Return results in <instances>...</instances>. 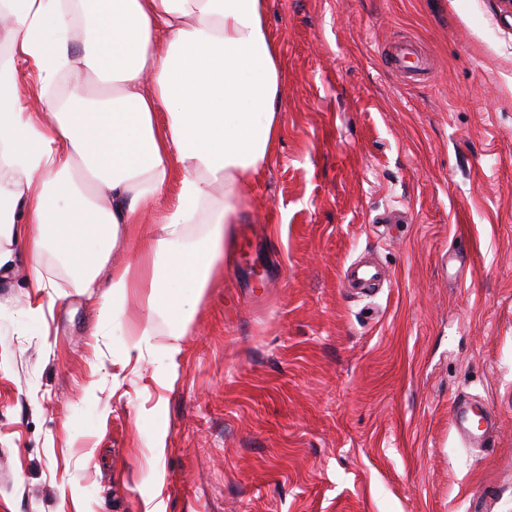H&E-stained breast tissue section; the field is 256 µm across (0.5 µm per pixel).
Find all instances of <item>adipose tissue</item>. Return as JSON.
Here are the masks:
<instances>
[{
	"instance_id": "1",
	"label": "adipose tissue",
	"mask_w": 512,
	"mask_h": 512,
	"mask_svg": "<svg viewBox=\"0 0 512 512\" xmlns=\"http://www.w3.org/2000/svg\"><path fill=\"white\" fill-rule=\"evenodd\" d=\"M267 11V0H0V29L43 98L28 111L13 60L0 62V270L24 240L27 285L42 296L30 327L54 304L43 257L66 260L74 287H98L121 232L173 181L171 208L136 266L113 269L99 314L114 320L145 288L175 327L190 320L280 139Z\"/></svg>"
}]
</instances>
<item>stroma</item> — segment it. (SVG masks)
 Returning <instances> with one entry per match:
<instances>
[{"instance_id":"obj_1","label":"stroma","mask_w":512,"mask_h":512,"mask_svg":"<svg viewBox=\"0 0 512 512\" xmlns=\"http://www.w3.org/2000/svg\"><path fill=\"white\" fill-rule=\"evenodd\" d=\"M268 22L281 141L183 335L145 288L102 322L53 255L25 330L22 245L0 272V512H469L488 487L512 512V13L269 0ZM359 259L389 282L343 287ZM458 398L496 415L483 447ZM468 413V401L461 400L454 409V426L461 436L470 442L474 443H485L491 436L495 424L490 421L486 427L480 430L481 427V416H477L479 419L476 422H472L470 428L466 426L469 419ZM476 431H481V434H475Z\"/></svg>"}]
</instances>
